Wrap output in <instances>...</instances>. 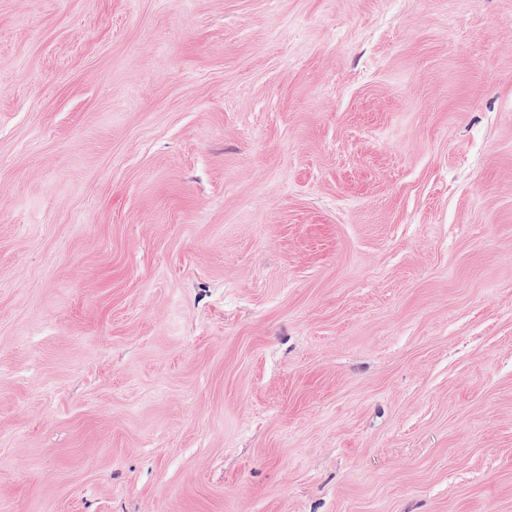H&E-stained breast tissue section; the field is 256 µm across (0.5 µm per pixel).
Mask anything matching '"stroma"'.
I'll return each instance as SVG.
<instances>
[{
  "label": "stroma",
  "mask_w": 512,
  "mask_h": 512,
  "mask_svg": "<svg viewBox=\"0 0 512 512\" xmlns=\"http://www.w3.org/2000/svg\"><path fill=\"white\" fill-rule=\"evenodd\" d=\"M0 512H512V0H0Z\"/></svg>",
  "instance_id": "stroma-1"
}]
</instances>
